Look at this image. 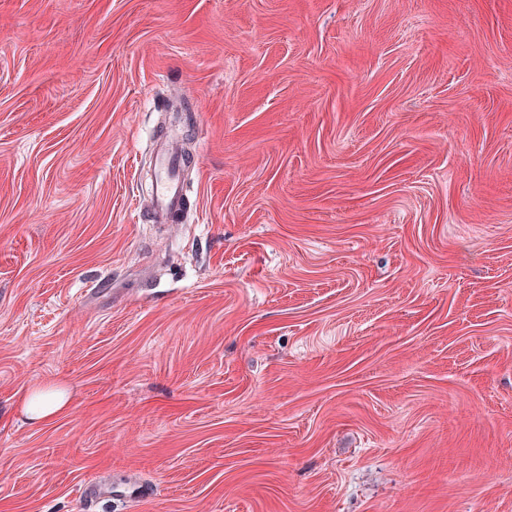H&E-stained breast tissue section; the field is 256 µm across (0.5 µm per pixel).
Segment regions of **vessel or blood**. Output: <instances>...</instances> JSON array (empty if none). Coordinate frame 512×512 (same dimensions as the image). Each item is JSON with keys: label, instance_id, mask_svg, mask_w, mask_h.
I'll return each mask as SVG.
<instances>
[{"label": "vessel or blood", "instance_id": "b4317fda", "mask_svg": "<svg viewBox=\"0 0 512 512\" xmlns=\"http://www.w3.org/2000/svg\"><path fill=\"white\" fill-rule=\"evenodd\" d=\"M154 182L150 205L160 223L180 221L185 211V190L180 177L183 151L177 142L162 138L153 149Z\"/></svg>", "mask_w": 512, "mask_h": 512}]
</instances>
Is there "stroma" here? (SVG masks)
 Instances as JSON below:
<instances>
[{
  "label": "stroma",
  "instance_id": "35a3bbf8",
  "mask_svg": "<svg viewBox=\"0 0 512 512\" xmlns=\"http://www.w3.org/2000/svg\"><path fill=\"white\" fill-rule=\"evenodd\" d=\"M0 512H512V0H0ZM154 182L150 205L160 223L181 220L185 211V190L180 177L183 151L177 142L160 138L153 149ZM68 404L64 392L35 385L27 397L25 406L32 421L48 422L58 416Z\"/></svg>",
  "mask_w": 512,
  "mask_h": 512
}]
</instances>
